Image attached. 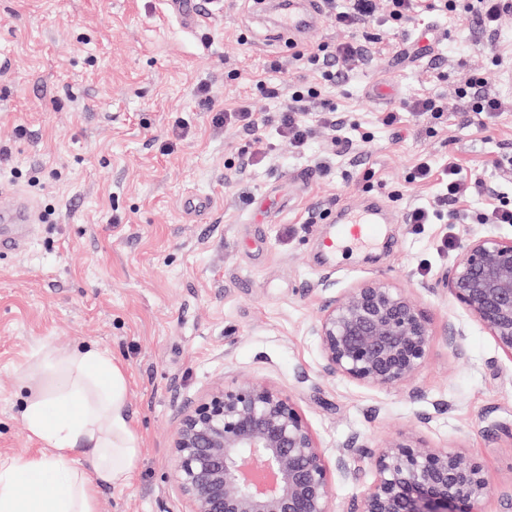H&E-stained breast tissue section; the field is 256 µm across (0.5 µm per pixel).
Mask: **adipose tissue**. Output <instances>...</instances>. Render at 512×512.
I'll return each mask as SVG.
<instances>
[{
	"label": "adipose tissue",
	"instance_id": "adipose-tissue-1",
	"mask_svg": "<svg viewBox=\"0 0 512 512\" xmlns=\"http://www.w3.org/2000/svg\"><path fill=\"white\" fill-rule=\"evenodd\" d=\"M122 366L97 346L44 343L21 384V419L47 448L0 463V512H97L103 486L128 484L140 439ZM92 455V471L78 466Z\"/></svg>",
	"mask_w": 512,
	"mask_h": 512
}]
</instances>
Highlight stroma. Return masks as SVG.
<instances>
[{"label":"stroma","instance_id":"1","mask_svg":"<svg viewBox=\"0 0 512 512\" xmlns=\"http://www.w3.org/2000/svg\"><path fill=\"white\" fill-rule=\"evenodd\" d=\"M248 24L243 0H223L194 28L166 0H0V147L19 173L0 186L47 217L0 260V460L46 451L19 415L21 366L41 343L90 342L122 364L141 441L133 480L102 487L98 512H187L173 432L191 403L244 378L289 393L328 461L350 443L410 436L477 460L487 512H512V359L446 286L466 237L512 236L492 218L512 206L501 164L512 155V70L496 64L512 57V9L491 30L427 7L396 33L324 21L309 45L357 39L367 57L325 87L345 128L306 113L313 134L300 149L271 126L216 127L200 104L271 113L320 82L284 46L246 41ZM472 77L501 100L493 118L459 97ZM418 95L443 116L385 124ZM179 122L188 136L164 152ZM424 159L433 175L421 181ZM452 165L478 184L448 205L461 223H403L439 200ZM190 197L204 206L187 210ZM369 199L392 218L380 240L328 252L334 227L315 216ZM325 280L338 293L382 280L412 296L432 329L414 376L381 388L323 374L312 327Z\"/></svg>","mask_w":512,"mask_h":512}]
</instances>
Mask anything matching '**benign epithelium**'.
I'll return each mask as SVG.
<instances>
[{
    "label": "benign epithelium",
    "instance_id": "1",
    "mask_svg": "<svg viewBox=\"0 0 512 512\" xmlns=\"http://www.w3.org/2000/svg\"><path fill=\"white\" fill-rule=\"evenodd\" d=\"M448 293L512 359V237L465 238ZM313 331L325 375L372 387L412 377L431 336L413 298L380 280L326 300ZM368 455L375 479L348 512H486L490 489L462 451L401 437ZM172 457L188 512H337L333 473L352 474L351 449L330 468L292 398L258 378L224 384L184 414Z\"/></svg>",
    "mask_w": 512,
    "mask_h": 512
}]
</instances>
